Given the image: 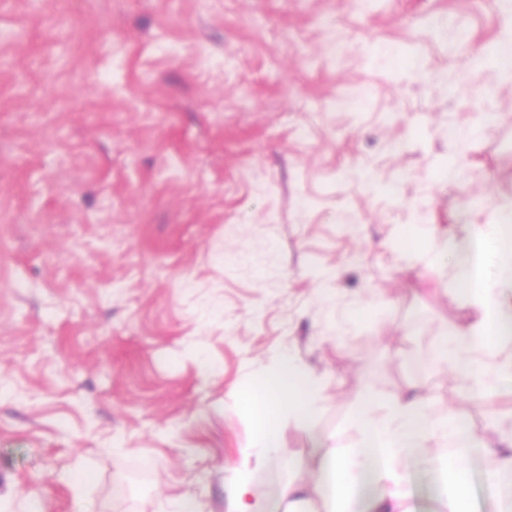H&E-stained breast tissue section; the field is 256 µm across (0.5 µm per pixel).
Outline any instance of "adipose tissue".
I'll return each mask as SVG.
<instances>
[{
    "mask_svg": "<svg viewBox=\"0 0 512 512\" xmlns=\"http://www.w3.org/2000/svg\"><path fill=\"white\" fill-rule=\"evenodd\" d=\"M420 252L454 264L457 291L471 309V320L442 339L435 360L455 376L466 400L481 402L512 378V204L501 207L496 223L452 224L403 250L408 258ZM257 391L269 420L239 450L253 467L249 480L231 488L228 512H302L305 504L310 512H410L409 477L428 465L441 475L440 512H470L469 472L480 461L486 462L485 477L501 501L512 505V417H491L489 425L502 442L492 448L457 410L438 417L421 396L398 395L381 404L366 395L352 415L359 436L354 446L342 448L322 437L313 439L308 454L292 455L281 446L275 420L311 417L316 389L304 366L282 358L258 375ZM285 470L311 480L283 479ZM256 479L269 482L273 496L254 494ZM367 486L374 493L362 506L358 494Z\"/></svg>",
    "mask_w": 512,
    "mask_h": 512,
    "instance_id": "1",
    "label": "adipose tissue"
}]
</instances>
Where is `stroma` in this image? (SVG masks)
Wrapping results in <instances>:
<instances>
[{"instance_id": "stroma-1", "label": "stroma", "mask_w": 512, "mask_h": 512, "mask_svg": "<svg viewBox=\"0 0 512 512\" xmlns=\"http://www.w3.org/2000/svg\"><path fill=\"white\" fill-rule=\"evenodd\" d=\"M510 33L512 0H0V512H228L284 356L322 397L294 454L365 393L512 412L433 363L465 301L400 254L512 202Z\"/></svg>"}]
</instances>
